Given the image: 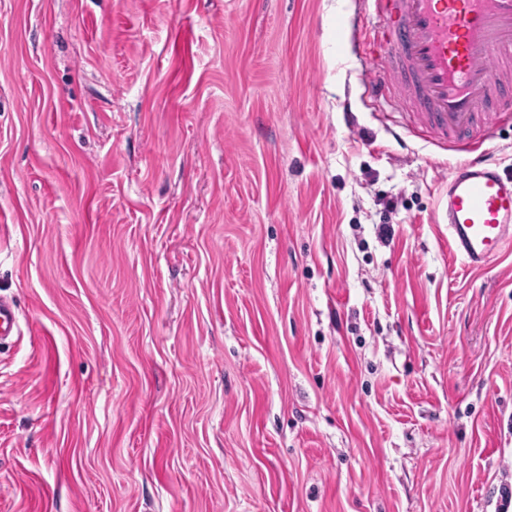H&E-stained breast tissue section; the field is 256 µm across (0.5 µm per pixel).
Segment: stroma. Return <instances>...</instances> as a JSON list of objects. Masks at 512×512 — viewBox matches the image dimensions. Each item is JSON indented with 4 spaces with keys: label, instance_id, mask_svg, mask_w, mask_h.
<instances>
[{
    "label": "stroma",
    "instance_id": "35a3bbf8",
    "mask_svg": "<svg viewBox=\"0 0 512 512\" xmlns=\"http://www.w3.org/2000/svg\"><path fill=\"white\" fill-rule=\"evenodd\" d=\"M374 25L0 0V512H512V252L450 253Z\"/></svg>",
    "mask_w": 512,
    "mask_h": 512
}]
</instances>
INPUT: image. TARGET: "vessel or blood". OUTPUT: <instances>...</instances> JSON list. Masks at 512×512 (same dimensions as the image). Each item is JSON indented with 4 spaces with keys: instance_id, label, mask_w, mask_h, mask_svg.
<instances>
[{
    "instance_id": "1",
    "label": "vessel or blood",
    "mask_w": 512,
    "mask_h": 512,
    "mask_svg": "<svg viewBox=\"0 0 512 512\" xmlns=\"http://www.w3.org/2000/svg\"><path fill=\"white\" fill-rule=\"evenodd\" d=\"M387 77L376 89L443 146L448 246L481 270L512 248V176L482 145L512 122V0H370Z\"/></svg>"
}]
</instances>
